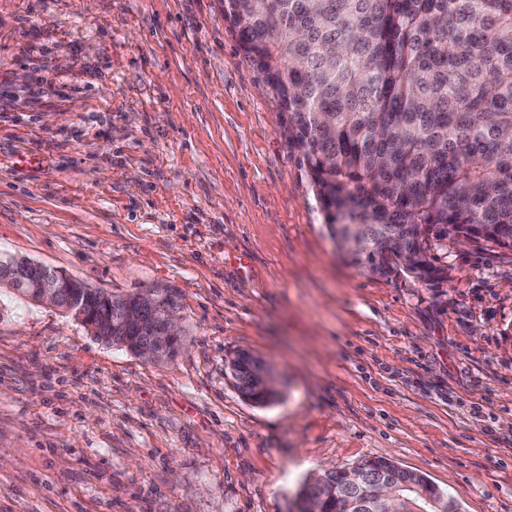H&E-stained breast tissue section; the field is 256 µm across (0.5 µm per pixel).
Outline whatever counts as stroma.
<instances>
[{
	"mask_svg": "<svg viewBox=\"0 0 512 512\" xmlns=\"http://www.w3.org/2000/svg\"><path fill=\"white\" fill-rule=\"evenodd\" d=\"M281 121L224 0H0V260L174 289L184 336L148 362L0 292V512H298L374 457L512 512V252L356 266ZM231 375L238 391L245 398L260 405L273 402L278 392L275 385H269L264 375L272 377L268 366L250 353H240L231 362Z\"/></svg>",
	"mask_w": 512,
	"mask_h": 512,
	"instance_id": "35a3bbf8",
	"label": "stroma"
}]
</instances>
